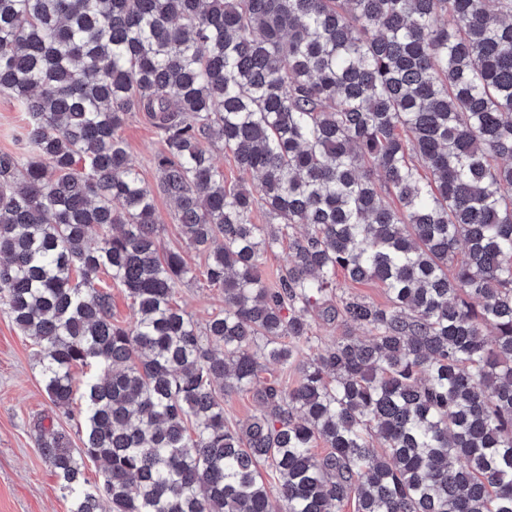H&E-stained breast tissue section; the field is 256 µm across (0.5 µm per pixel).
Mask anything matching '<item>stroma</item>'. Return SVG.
<instances>
[{"label":"stroma","instance_id":"1","mask_svg":"<svg viewBox=\"0 0 512 512\" xmlns=\"http://www.w3.org/2000/svg\"><path fill=\"white\" fill-rule=\"evenodd\" d=\"M26 114L18 102L0 94V153L21 149ZM141 178L155 184L153 157L161 142L144 113H129L120 131ZM176 303L198 322L224 307V293L202 282L180 285ZM39 348L0 309V512H71L73 499L61 486L38 445V428L66 434L80 448L76 420L67 418L50 401L39 363Z\"/></svg>","mask_w":512,"mask_h":512}]
</instances>
